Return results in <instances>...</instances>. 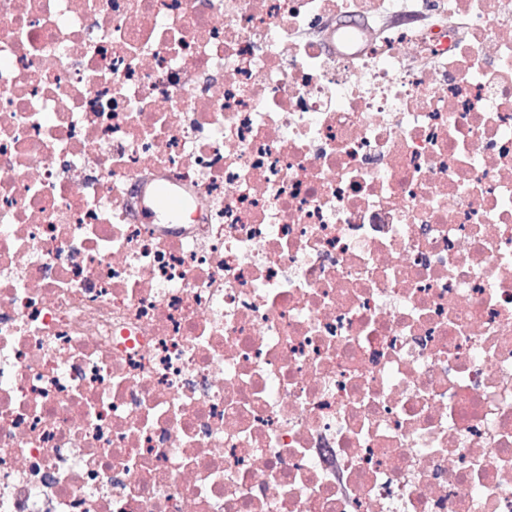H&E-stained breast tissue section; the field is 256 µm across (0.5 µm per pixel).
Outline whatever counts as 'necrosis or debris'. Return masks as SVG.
<instances>
[{"instance_id":"1","label":"necrosis or debris","mask_w":512,"mask_h":512,"mask_svg":"<svg viewBox=\"0 0 512 512\" xmlns=\"http://www.w3.org/2000/svg\"><path fill=\"white\" fill-rule=\"evenodd\" d=\"M0 512H512V0H0Z\"/></svg>"}]
</instances>
